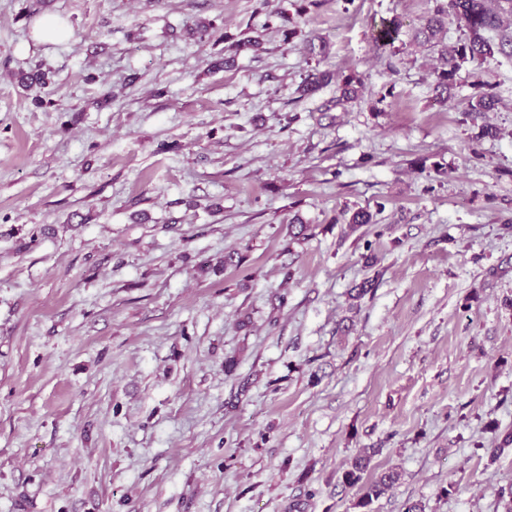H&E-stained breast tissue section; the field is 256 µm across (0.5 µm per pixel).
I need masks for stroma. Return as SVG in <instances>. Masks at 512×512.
I'll list each match as a JSON object with an SVG mask.
<instances>
[{"label":"stroma","instance_id":"obj_1","mask_svg":"<svg viewBox=\"0 0 512 512\" xmlns=\"http://www.w3.org/2000/svg\"><path fill=\"white\" fill-rule=\"evenodd\" d=\"M428 8L0 0V512H358L365 448L372 512H505L512 57L437 103ZM313 67L364 89L299 97ZM374 449L364 451L351 461L349 468L343 473V482L350 487H359L360 495L355 506L369 508L370 505L384 495L398 480L399 473L393 469L381 472L371 480L363 482V474L367 470Z\"/></svg>","mask_w":512,"mask_h":512}]
</instances>
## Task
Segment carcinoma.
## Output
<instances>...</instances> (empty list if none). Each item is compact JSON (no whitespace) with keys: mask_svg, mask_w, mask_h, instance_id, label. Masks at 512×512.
I'll list each match as a JSON object with an SVG mask.
<instances>
[{"mask_svg":"<svg viewBox=\"0 0 512 512\" xmlns=\"http://www.w3.org/2000/svg\"><path fill=\"white\" fill-rule=\"evenodd\" d=\"M431 7L426 26L421 30L425 42L431 46H441L439 55L443 61L442 67L434 71V92L440 103H445L451 97L454 88V77L461 64L466 61L482 64L497 53L504 52V44L494 42L487 32L501 27V16L512 15V0H429ZM456 25L461 30L463 38L450 47L438 35L446 30L447 25ZM401 22L392 19L384 21L371 32V39L377 45H391L398 38ZM332 80L329 73L312 70L302 80L299 93L309 97L317 93L324 85ZM497 103L496 95L492 92L482 93L478 99L469 104V111L475 113L489 112ZM363 452L351 461L349 468L343 473V482L350 487H359L360 495L355 506L368 508L384 495L398 480L399 473L393 469L381 472L371 480H363L372 455Z\"/></svg>","mask_w":512,"mask_h":512,"instance_id":"obj_1","label":"carcinoma"}]
</instances>
